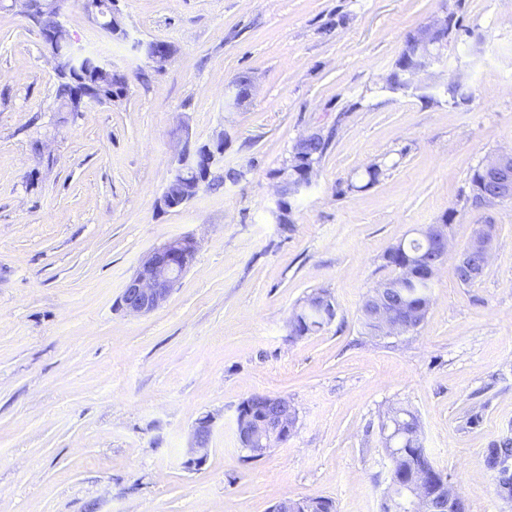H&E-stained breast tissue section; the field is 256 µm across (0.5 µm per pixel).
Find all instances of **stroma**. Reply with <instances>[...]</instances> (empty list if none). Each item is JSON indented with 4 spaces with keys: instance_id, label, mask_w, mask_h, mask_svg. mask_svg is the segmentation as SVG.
I'll list each match as a JSON object with an SVG mask.
<instances>
[{
    "instance_id": "1",
    "label": "stroma",
    "mask_w": 512,
    "mask_h": 512,
    "mask_svg": "<svg viewBox=\"0 0 512 512\" xmlns=\"http://www.w3.org/2000/svg\"><path fill=\"white\" fill-rule=\"evenodd\" d=\"M116 8L123 40L81 0L62 17L83 53L127 81L125 96L79 112L60 110L22 6L0 8V512H269L308 496L383 512L391 406L418 416L466 512H512L483 462L512 434V203L477 205L470 182L512 150V0ZM445 16L453 26L421 89H392L410 36ZM156 40L175 48L160 69L136 49ZM243 74L254 94L225 110ZM315 132L331 145L281 226L294 148ZM219 138L212 184L160 207L180 142ZM451 210L453 249L494 227L483 275L463 285L447 257L415 331L368 335L362 305L395 274L386 253ZM185 235L197 253L168 301L121 311L142 257ZM317 291L334 320L291 336V312ZM262 393L287 398L298 420L252 459L236 409ZM206 415L207 458L186 466Z\"/></svg>"
}]
</instances>
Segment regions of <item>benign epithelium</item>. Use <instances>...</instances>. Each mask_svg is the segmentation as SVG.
Segmentation results:
<instances>
[{"instance_id": "obj_1", "label": "benign epithelium", "mask_w": 512, "mask_h": 512, "mask_svg": "<svg viewBox=\"0 0 512 512\" xmlns=\"http://www.w3.org/2000/svg\"><path fill=\"white\" fill-rule=\"evenodd\" d=\"M448 25V18L438 19L409 39L411 53L403 85L415 86L419 77L438 60L440 44L448 35ZM145 49L148 50L147 58L152 62L162 65L170 59L171 47L168 44L150 42L145 44ZM253 89L251 77H239L232 84L225 107L245 103L252 97ZM223 154L222 137L198 149L184 144L177 154L173 177L167 183L159 205L173 209L190 202ZM481 171L486 185L482 196L486 203L496 205L512 198V151L496 155L481 167ZM424 235L433 246V254L419 259L418 266L432 280L441 262L448 256V226L431 224L424 230ZM197 248V241L193 237L181 236L148 252L126 282L118 307L129 315L137 316L149 314L163 306L192 265ZM492 248L493 237L482 235L473 238L470 244L456 253L457 266L466 270L471 278H479L487 266ZM377 317L380 332L385 336L412 332L420 326L419 318L405 315L385 293L378 300ZM292 419L286 400L271 395L251 397L238 407L236 434L250 456L259 459L265 446L284 441L292 434ZM212 424L213 418L209 415L196 422L186 465L205 461ZM433 485L434 479L417 470L392 482L394 494L387 499L384 512H431L430 505L436 501ZM439 490L446 501L445 512H465L464 500L455 485L444 479L439 484ZM318 508V503L302 500L290 507L288 500L282 499L274 504L271 512H316Z\"/></svg>"}]
</instances>
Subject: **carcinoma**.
Here are the masks:
<instances>
[{"mask_svg":"<svg viewBox=\"0 0 512 512\" xmlns=\"http://www.w3.org/2000/svg\"><path fill=\"white\" fill-rule=\"evenodd\" d=\"M27 17L39 31L60 29L61 41L57 49L59 63L55 69V99L69 112H79L86 104L84 94L93 92L100 103H110L113 99L125 95L124 76L112 71L92 55H78L71 48L69 34L59 14L46 8L45 0H29ZM432 245L422 237L405 246L399 244L389 250L387 262L394 267L396 274L390 281L397 284L393 289L394 298L412 315L425 318L430 300L432 281L426 279L416 268V260L430 253ZM309 306L292 313L294 319L290 332L296 337L314 333L333 320V314L326 306L331 300L322 294L309 299ZM391 448L401 449L400 455L390 454L391 466L400 472L417 468L425 473L433 472V464L424 448L423 440L407 442L403 433L391 438ZM512 460V438L503 437L492 442L486 450L485 465L491 471L499 473L498 487L505 498L512 497V474L500 469V466Z\"/></svg>","mask_w":512,"mask_h":512,"instance_id":"1","label":"carcinoma"}]
</instances>
